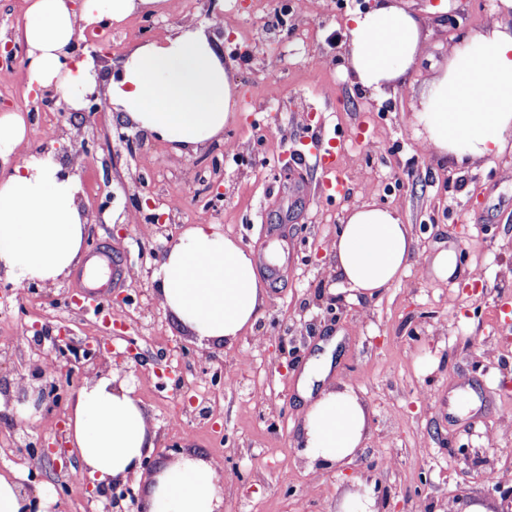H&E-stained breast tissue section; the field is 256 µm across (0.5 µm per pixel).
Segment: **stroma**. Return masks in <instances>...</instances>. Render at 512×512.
I'll list each match as a JSON object with an SVG mask.
<instances>
[{
    "mask_svg": "<svg viewBox=\"0 0 512 512\" xmlns=\"http://www.w3.org/2000/svg\"><path fill=\"white\" fill-rule=\"evenodd\" d=\"M420 19L428 46L397 87L352 84L345 25L373 0H168V7L106 22L102 79L139 44L170 35L192 15L224 43L240 97L224 139L184 155L146 132L95 113L84 128L78 202L83 262L52 287L24 297L0 283V473L29 477L27 437L55 441L68 409L43 407L17 427L34 396L40 348L65 328L78 344L107 340L102 373L127 383L155 432L149 466L202 453L232 472L224 512H340L352 493L382 512H500L512 492V148L471 167L423 151L418 98L458 40L480 33L505 0H400ZM30 123L17 156L63 158L72 143L60 112H43L22 65L0 71V113ZM234 153H226V145ZM339 167L337 194L322 170ZM397 209L412 232L401 279L377 298L353 296L329 248L348 209ZM140 220L122 221L125 211ZM207 220L253 253L267 301L230 347L200 342L164 309L156 275L169 236ZM457 253L458 275L436 280L426 260ZM114 267L125 284L95 293L103 315L71 307ZM337 339L329 379L365 402L369 432L345 467L312 472L298 444L299 380ZM135 345L138 359L126 355ZM233 385H226L225 377ZM45 464L35 494L47 512H101L88 482L56 491L67 463ZM498 471L499 485L486 483Z\"/></svg>",
    "mask_w": 512,
    "mask_h": 512,
    "instance_id": "35a3bbf8",
    "label": "stroma"
}]
</instances>
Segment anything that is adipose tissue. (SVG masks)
Wrapping results in <instances>:
<instances>
[{
	"label": "adipose tissue",
	"instance_id": "obj_1",
	"mask_svg": "<svg viewBox=\"0 0 512 512\" xmlns=\"http://www.w3.org/2000/svg\"><path fill=\"white\" fill-rule=\"evenodd\" d=\"M164 0H31L23 39L28 84L70 92L97 85L93 58H69L83 28L102 18L122 20L157 10ZM352 83L378 91L396 84L425 50L420 19L398 0H375L346 26ZM112 118L130 123L179 154L221 139L234 117L236 91L218 42L186 24L163 42L135 47L112 75ZM422 145L471 166L501 154L512 138V25L492 20L479 34L453 46L424 89L416 113ZM27 135L25 118L0 114V275L13 287L53 283L76 264L86 217L78 203V176L49 156L14 160ZM411 231L399 213L365 202L346 216L331 251L342 285L367 298L402 277ZM157 293L179 326L200 340L233 346L265 303L252 253L205 222L185 228L162 263ZM302 412L300 445L312 469L352 462L368 428L366 409L348 387L325 385ZM154 435L131 388L104 376L74 396L67 440L81 473L100 483L138 474ZM224 503L217 465L197 453L164 465L151 482L145 512H219Z\"/></svg>",
	"mask_w": 512,
	"mask_h": 512
}]
</instances>
